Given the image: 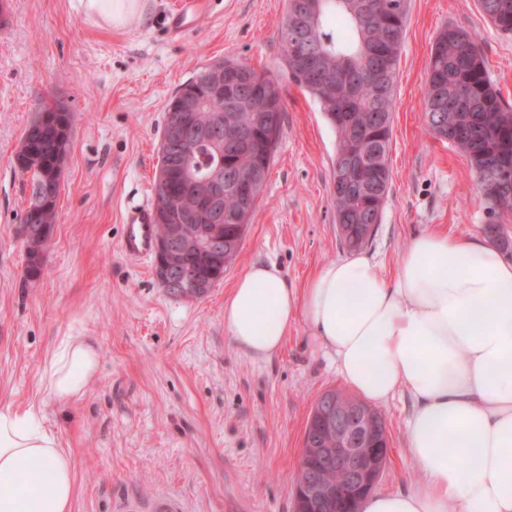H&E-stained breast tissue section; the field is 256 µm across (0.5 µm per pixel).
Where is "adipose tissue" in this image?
Returning <instances> with one entry per match:
<instances>
[{
    "mask_svg": "<svg viewBox=\"0 0 512 512\" xmlns=\"http://www.w3.org/2000/svg\"><path fill=\"white\" fill-rule=\"evenodd\" d=\"M85 14L121 28L141 0H83ZM305 319L361 397L413 400L408 447L421 472L408 490L377 493L362 512H512V260L476 237L427 231L392 277L362 253L324 264L303 289L276 263L246 269L224 302V330L257 358L279 352ZM99 359L65 337L41 384L61 404L85 395ZM32 480H20L25 466ZM73 462L40 409L0 406V512H71Z\"/></svg>",
    "mask_w": 512,
    "mask_h": 512,
    "instance_id": "adipose-tissue-1",
    "label": "adipose tissue"
}]
</instances>
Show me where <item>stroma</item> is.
<instances>
[{
  "mask_svg": "<svg viewBox=\"0 0 512 512\" xmlns=\"http://www.w3.org/2000/svg\"><path fill=\"white\" fill-rule=\"evenodd\" d=\"M179 0H143L140 19L113 28L79 0H0V406L35 405L74 461L72 512H295L293 483L317 398L344 389L330 352L298 319L280 351L256 359L224 331V301L254 263L276 262L300 289L348 256L333 212L336 134L318 103L283 82L281 136L263 194L223 280L198 299L169 293L153 261L120 249L127 205L154 199L164 109L208 65L237 59L278 71L287 0H200L172 33ZM456 24L475 32L488 73L512 105V35L477 0H409L397 65L380 224L363 247L392 275L422 232L480 236L488 203L467 158L426 126L432 44ZM73 115L57 221L40 278L25 277L20 227L29 179L14 153L40 112ZM90 338L99 370L87 394L62 406L41 386L67 336ZM391 443L376 492L419 477L407 446L412 400L379 405Z\"/></svg>",
  "mask_w": 512,
  "mask_h": 512,
  "instance_id": "obj_1",
  "label": "stroma"
}]
</instances>
